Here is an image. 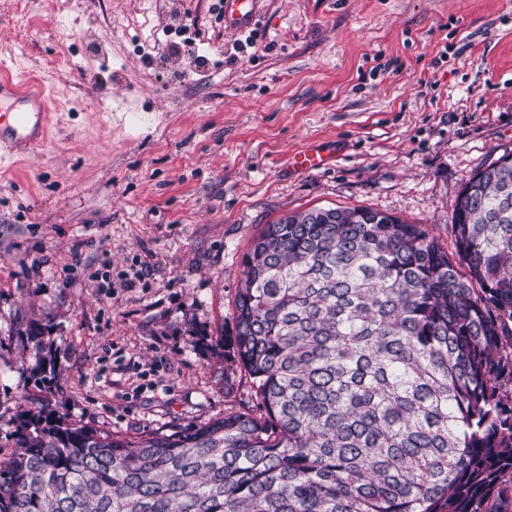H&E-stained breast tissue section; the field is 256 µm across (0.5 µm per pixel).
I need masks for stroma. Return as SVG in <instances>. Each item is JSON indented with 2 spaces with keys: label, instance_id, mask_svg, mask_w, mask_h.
I'll list each match as a JSON object with an SVG mask.
<instances>
[{
  "label": "stroma",
  "instance_id": "stroma-1",
  "mask_svg": "<svg viewBox=\"0 0 512 512\" xmlns=\"http://www.w3.org/2000/svg\"><path fill=\"white\" fill-rule=\"evenodd\" d=\"M217 3L0 0L51 127L0 173V459L47 395L133 440L246 405L226 339L265 225L363 206L448 247L464 182L512 153V0H264L242 51ZM309 149L331 165L293 169Z\"/></svg>",
  "mask_w": 512,
  "mask_h": 512
}]
</instances>
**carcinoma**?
<instances>
[{"label": "carcinoma", "mask_w": 512, "mask_h": 512, "mask_svg": "<svg viewBox=\"0 0 512 512\" xmlns=\"http://www.w3.org/2000/svg\"><path fill=\"white\" fill-rule=\"evenodd\" d=\"M451 235L366 207L267 225L231 314L255 407L130 440L42 399L0 512H512L511 157Z\"/></svg>", "instance_id": "cac0c4a2"}]
</instances>
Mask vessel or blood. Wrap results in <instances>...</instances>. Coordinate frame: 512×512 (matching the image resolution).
Returning <instances> with one entry per match:
<instances>
[{
	"mask_svg": "<svg viewBox=\"0 0 512 512\" xmlns=\"http://www.w3.org/2000/svg\"><path fill=\"white\" fill-rule=\"evenodd\" d=\"M262 0H222L221 14L226 29H251ZM47 100L41 84L15 73L11 61L0 59V160L6 154L40 149L47 137ZM329 157L319 150L294 155L293 167L303 171L325 168Z\"/></svg>",
	"mask_w": 512,
	"mask_h": 512,
	"instance_id": "b4317fda",
	"label": "vessel or blood"
}]
</instances>
